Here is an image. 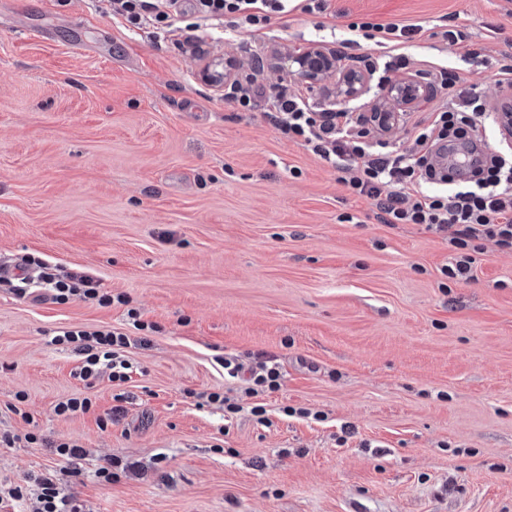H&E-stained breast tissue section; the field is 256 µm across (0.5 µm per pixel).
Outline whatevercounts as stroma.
Instances as JSON below:
<instances>
[{"instance_id":"35a3bbf8","label":"stroma","mask_w":512,"mask_h":512,"mask_svg":"<svg viewBox=\"0 0 512 512\" xmlns=\"http://www.w3.org/2000/svg\"><path fill=\"white\" fill-rule=\"evenodd\" d=\"M418 23L400 54L352 24ZM175 40L112 16L107 0H0V265L35 253L93 273L160 332L131 350L127 400L73 379L79 357L52 344L72 327L131 332L127 308L0 287V512H33L37 480L73 488L82 512H512V251L485 242L474 276L446 279L448 235L383 224L336 169L265 116L199 80L204 60L264 59L267 91L325 108L333 81L278 71L311 44L373 70L372 95L411 74L431 87L389 135L408 152L413 123L448 98L441 70L495 111L512 96V0H330L327 14L273 17L259 40L182 20ZM459 29L464 43L442 40ZM276 356L278 392L256 399L213 358ZM227 393L242 412L198 405ZM88 393L94 413L57 403ZM26 397V423L8 405ZM322 412L288 416L284 407ZM49 442L86 449L70 464ZM122 464L112 482L96 469ZM79 476H71V469Z\"/></svg>"}]
</instances>
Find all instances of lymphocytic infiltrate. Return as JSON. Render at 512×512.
I'll list each match as a JSON object with an SVG mask.
<instances>
[{"instance_id": "lymphocytic-infiltrate-1", "label": "lymphocytic infiltrate", "mask_w": 512, "mask_h": 512, "mask_svg": "<svg viewBox=\"0 0 512 512\" xmlns=\"http://www.w3.org/2000/svg\"><path fill=\"white\" fill-rule=\"evenodd\" d=\"M111 6L113 16L135 27H152L162 37L174 33L179 17L188 14L204 21L224 18L231 27L244 26L257 32L271 15L294 8L292 0H111ZM441 78L442 87L448 91V104L432 112L427 121L413 125L412 146L405 154L394 153L388 141L373 137L363 118L313 108L285 89L267 96L266 116L282 134L302 142L343 172L344 183L353 195L375 201L384 224H423L449 230L453 257L442 273L458 282L472 279L484 241L512 250V155L488 149V133L499 124L480 98L459 90L457 74L445 72ZM472 139L483 147L482 165L472 178L460 183L439 174L434 165L439 150ZM434 184L441 185V192H431ZM24 264L37 272L55 303L73 299L91 300L102 307L118 303L126 306L134 330H159L156 323L141 319L127 294L102 292L99 280L88 272L64 271L33 254ZM53 342L72 347L79 355L80 364L73 376L85 387H92L104 374L118 386L131 378L132 365L126 356L132 345L128 333L70 328L59 331ZM219 364L228 377L247 374L251 395H266L281 387L282 374L273 358L249 368L235 358H221Z\"/></svg>"}]
</instances>
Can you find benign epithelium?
Segmentation results:
<instances>
[{
  "label": "benign epithelium",
  "mask_w": 512,
  "mask_h": 512,
  "mask_svg": "<svg viewBox=\"0 0 512 512\" xmlns=\"http://www.w3.org/2000/svg\"><path fill=\"white\" fill-rule=\"evenodd\" d=\"M282 70L311 84L332 80L339 102L362 98L371 91L372 74L367 69L345 67L336 52L323 46H311L279 55ZM237 63L226 58L214 65H203L199 78L211 86L224 89L235 80ZM429 94V87L414 76H405L386 83L382 93L367 104L368 120L381 130L390 132L399 123L401 113L415 106Z\"/></svg>",
  "instance_id": "1"
}]
</instances>
